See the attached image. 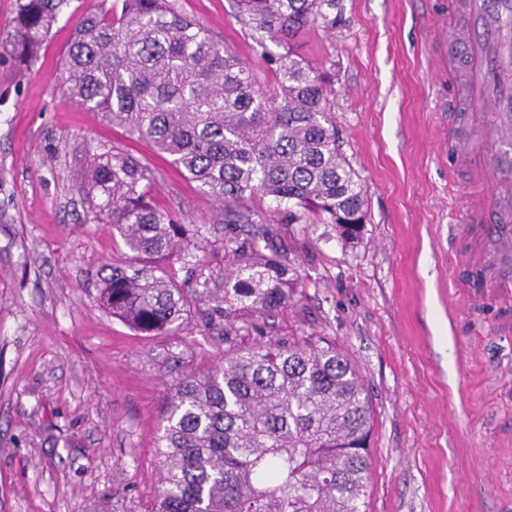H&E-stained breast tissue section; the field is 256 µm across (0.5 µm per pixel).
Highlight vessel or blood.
I'll list each match as a JSON object with an SVG mask.
<instances>
[{"instance_id": "1", "label": "vessel or blood", "mask_w": 512, "mask_h": 512, "mask_svg": "<svg viewBox=\"0 0 512 512\" xmlns=\"http://www.w3.org/2000/svg\"><path fill=\"white\" fill-rule=\"evenodd\" d=\"M444 39L465 47L470 60L463 70L454 54L439 59L448 73L449 112L472 116V133L458 140L454 154L475 187L459 216L488 223L490 261L512 259V226L504 224L508 210L501 204L512 193V0H448ZM489 137L501 145L492 157L485 151Z\"/></svg>"}]
</instances>
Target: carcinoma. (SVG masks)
Wrapping results in <instances>:
<instances>
[{"mask_svg":"<svg viewBox=\"0 0 512 512\" xmlns=\"http://www.w3.org/2000/svg\"><path fill=\"white\" fill-rule=\"evenodd\" d=\"M252 50L275 66L261 90L252 69L171 0H102L81 16L62 57L69 97L146 140L224 204L270 197L294 216L313 208L346 240L360 237L366 191L340 151L315 67L288 44L329 21L336 0H235ZM69 0H16L5 39L20 66L40 56ZM154 172L128 151L89 148L81 178L87 221L112 225L132 258L192 257L189 229L154 201ZM224 287L189 294L166 272L114 268L98 300L142 336L189 335L203 298L224 302V341L238 323L288 303L295 268L269 244L225 239ZM372 408L336 345L308 336L260 343L206 371L182 370L167 394L158 448L161 489L150 512H360L371 471Z\"/></svg>","mask_w":512,"mask_h":512,"instance_id":"obj_1","label":"carcinoma"}]
</instances>
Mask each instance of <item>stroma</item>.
Here are the masks:
<instances>
[{"mask_svg":"<svg viewBox=\"0 0 512 512\" xmlns=\"http://www.w3.org/2000/svg\"><path fill=\"white\" fill-rule=\"evenodd\" d=\"M100 0H70L32 67L0 49V512H146L159 488L156 441L170 383L160 360L206 369L257 342H335L372 404L371 482L362 512H512V304L477 300L467 255L488 283L485 247L454 221L468 174L448 154V89L433 61L443 0H336L330 24L293 48L325 76L341 149L366 190L358 240L268 197L251 224L184 179L153 146L69 100L60 57L75 19ZM232 45L258 82L233 0H176ZM121 146L154 170V197L184 224L267 234L296 268L295 294L257 330L224 340L212 303L190 335L141 336L98 304L101 272L129 264L107 224L87 222L88 149ZM195 260L161 261L178 284H220L217 238Z\"/></svg>","mask_w":512,"mask_h":512,"instance_id":"stroma-1","label":"stroma"}]
</instances>
